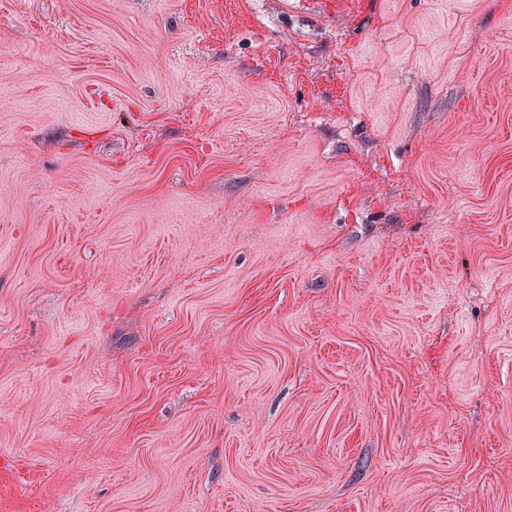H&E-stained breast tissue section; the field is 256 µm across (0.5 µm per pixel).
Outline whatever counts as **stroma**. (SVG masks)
Segmentation results:
<instances>
[{
	"instance_id": "obj_1",
	"label": "stroma",
	"mask_w": 512,
	"mask_h": 512,
	"mask_svg": "<svg viewBox=\"0 0 512 512\" xmlns=\"http://www.w3.org/2000/svg\"><path fill=\"white\" fill-rule=\"evenodd\" d=\"M0 512H512V0H0Z\"/></svg>"
}]
</instances>
